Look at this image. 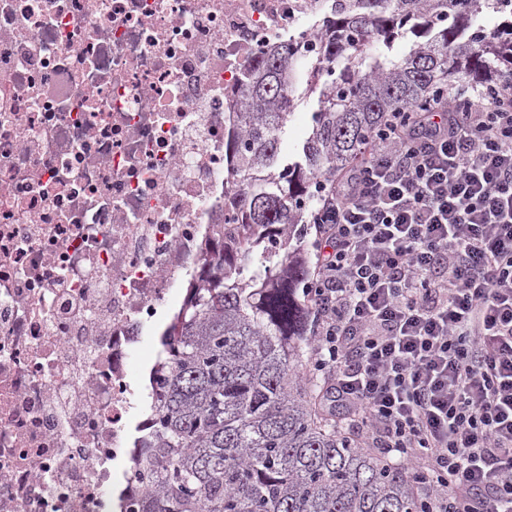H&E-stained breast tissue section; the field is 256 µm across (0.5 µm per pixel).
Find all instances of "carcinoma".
Returning <instances> with one entry per match:
<instances>
[{"instance_id":"obj_1","label":"carcinoma","mask_w":512,"mask_h":512,"mask_svg":"<svg viewBox=\"0 0 512 512\" xmlns=\"http://www.w3.org/2000/svg\"><path fill=\"white\" fill-rule=\"evenodd\" d=\"M317 51L288 41L247 74L241 135L224 144L239 212L235 248L204 260L159 337L150 426L129 480L147 484L142 512H429L416 475L371 454L322 416L300 367L308 262L290 246L315 185L363 155L387 112H421L457 81L512 78L508 0H326ZM507 17L468 33L482 8ZM412 33L398 60L382 57ZM317 94L299 160L280 144L293 111ZM259 273L243 278L252 266Z\"/></svg>"}]
</instances>
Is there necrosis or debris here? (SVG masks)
<instances>
[{"mask_svg": "<svg viewBox=\"0 0 512 512\" xmlns=\"http://www.w3.org/2000/svg\"><path fill=\"white\" fill-rule=\"evenodd\" d=\"M322 0H0V512H140L132 366L201 266L224 139Z\"/></svg>", "mask_w": 512, "mask_h": 512, "instance_id": "obj_1", "label": "necrosis or debris"}]
</instances>
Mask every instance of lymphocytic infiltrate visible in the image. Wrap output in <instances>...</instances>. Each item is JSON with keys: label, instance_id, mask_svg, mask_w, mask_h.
Here are the masks:
<instances>
[{"label": "lymphocytic infiltrate", "instance_id": "1", "mask_svg": "<svg viewBox=\"0 0 512 512\" xmlns=\"http://www.w3.org/2000/svg\"><path fill=\"white\" fill-rule=\"evenodd\" d=\"M308 221L326 400L431 512H512V80L386 113Z\"/></svg>", "mask_w": 512, "mask_h": 512}]
</instances>
